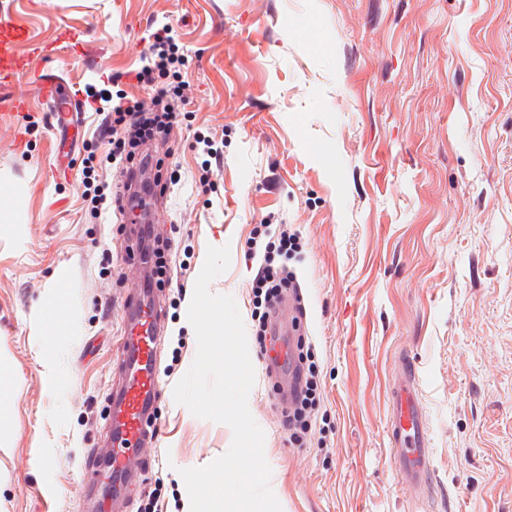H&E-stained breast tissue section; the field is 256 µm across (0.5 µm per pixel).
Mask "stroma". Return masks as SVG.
<instances>
[{
  "label": "stroma",
  "instance_id": "1",
  "mask_svg": "<svg viewBox=\"0 0 512 512\" xmlns=\"http://www.w3.org/2000/svg\"><path fill=\"white\" fill-rule=\"evenodd\" d=\"M29 34L95 48L34 59L71 92L109 75L133 84L150 34L174 28L189 101L159 158L152 238L166 272L151 464L121 512H184L182 470L225 454L230 426L174 399L197 338L190 294L208 247L229 246L209 289L232 296L254 368L248 397L265 435L282 512H512V0H10ZM28 112L0 118V512H96L97 457L112 423L125 306L143 279L136 225L89 210L85 168L112 182L94 114L61 131L33 81ZM224 137V164L201 188L197 136ZM22 212L23 225L3 223ZM301 247V286L320 402L304 445L280 424L281 377L256 342L246 251L260 225ZM63 290L71 333L55 335L44 298ZM57 352L54 370L43 361ZM416 371L431 448L432 494L413 499L394 471L388 395Z\"/></svg>",
  "mask_w": 512,
  "mask_h": 512
}]
</instances>
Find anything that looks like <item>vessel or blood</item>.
Returning a JSON list of instances; mask_svg holds the SVG:
<instances>
[{
    "label": "vessel or blood",
    "instance_id": "b4317fda",
    "mask_svg": "<svg viewBox=\"0 0 512 512\" xmlns=\"http://www.w3.org/2000/svg\"><path fill=\"white\" fill-rule=\"evenodd\" d=\"M25 29L13 21L7 10H0V112L27 111L26 97L15 95L16 79L30 67L28 57L13 49L17 41L27 39ZM283 307L273 313L271 334L275 338L266 364L269 368L293 373L295 360L292 333L283 321ZM161 311L153 292L141 289L131 304L124 340L122 366L126 382L113 394L114 418L110 434L111 448L105 461L113 481L129 482L135 473V461L146 440V422L151 416L159 392L155 377V346L160 332ZM389 443L395 450L396 471L401 483L420 489L431 484L430 450L425 414L420 407L411 374L395 382L390 395Z\"/></svg>",
    "mask_w": 512,
    "mask_h": 512
}]
</instances>
